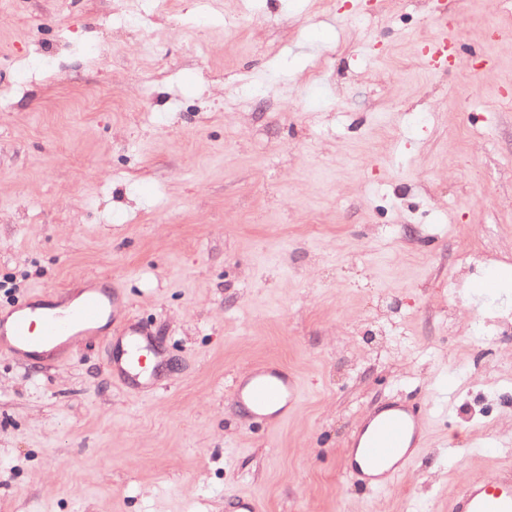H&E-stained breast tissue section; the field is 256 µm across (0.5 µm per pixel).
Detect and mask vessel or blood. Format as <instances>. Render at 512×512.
Returning a JSON list of instances; mask_svg holds the SVG:
<instances>
[{
  "label": "vessel or blood",
  "mask_w": 512,
  "mask_h": 512,
  "mask_svg": "<svg viewBox=\"0 0 512 512\" xmlns=\"http://www.w3.org/2000/svg\"><path fill=\"white\" fill-rule=\"evenodd\" d=\"M450 28H442L435 40L425 44L421 55L431 66L443 67L455 46ZM111 295L88 292L66 312L44 313L28 304L0 310V354L21 359L42 354L58 337L75 335L114 315ZM125 356L120 361L124 377L144 375L146 341L134 330L125 333ZM302 397V384L293 373L273 365L251 369L249 378L237 383L235 398L258 420L276 425L288 418ZM425 436L424 410L414 403H393L380 407L368 423L359 424L351 434L353 457L347 458L343 472L361 488L374 491L388 488L415 460ZM448 512H512V468H504L492 479L463 483L448 500Z\"/></svg>",
  "instance_id": "obj_1"
}]
</instances>
